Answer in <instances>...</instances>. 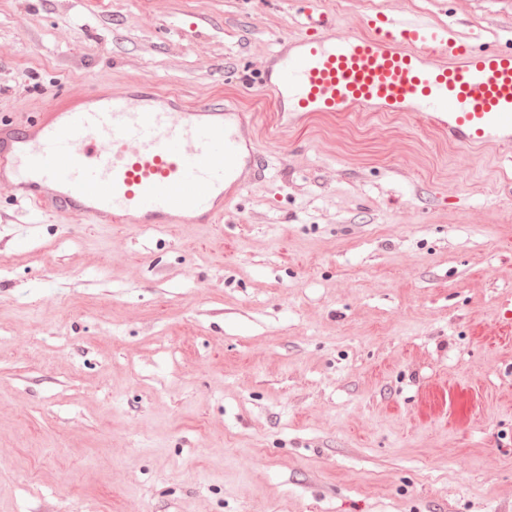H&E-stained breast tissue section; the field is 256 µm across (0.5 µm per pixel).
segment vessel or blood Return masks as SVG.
Wrapping results in <instances>:
<instances>
[{"mask_svg": "<svg viewBox=\"0 0 512 512\" xmlns=\"http://www.w3.org/2000/svg\"><path fill=\"white\" fill-rule=\"evenodd\" d=\"M295 2L301 31L257 81L279 112H418L449 143L512 146V50L476 49L445 28L385 13L336 36L309 0ZM261 158L251 113L191 108L148 85L0 126V184L26 211L78 224L216 223L253 184Z\"/></svg>", "mask_w": 512, "mask_h": 512, "instance_id": "obj_1", "label": "vessel or blood"}]
</instances>
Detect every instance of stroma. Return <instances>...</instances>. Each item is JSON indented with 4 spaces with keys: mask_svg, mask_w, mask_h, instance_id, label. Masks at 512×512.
Masks as SVG:
<instances>
[{
    "mask_svg": "<svg viewBox=\"0 0 512 512\" xmlns=\"http://www.w3.org/2000/svg\"><path fill=\"white\" fill-rule=\"evenodd\" d=\"M512 48V0H316ZM290 0H0V122L149 81L253 112L217 224H72L0 184V512H512V162L412 112L284 131Z\"/></svg>",
    "mask_w": 512,
    "mask_h": 512,
    "instance_id": "obj_1",
    "label": "stroma"
}]
</instances>
